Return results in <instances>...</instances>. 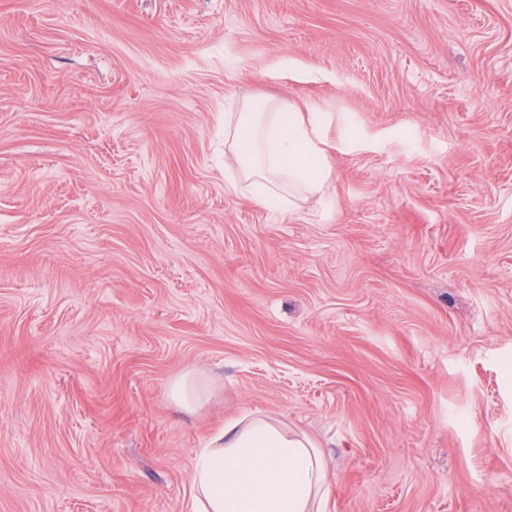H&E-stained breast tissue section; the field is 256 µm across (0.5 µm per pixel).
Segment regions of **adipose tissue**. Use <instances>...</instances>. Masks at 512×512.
Listing matches in <instances>:
<instances>
[{
	"instance_id": "ef3b65f1",
	"label": "adipose tissue",
	"mask_w": 512,
	"mask_h": 512,
	"mask_svg": "<svg viewBox=\"0 0 512 512\" xmlns=\"http://www.w3.org/2000/svg\"><path fill=\"white\" fill-rule=\"evenodd\" d=\"M321 113L308 104L266 98L245 103L224 125L240 181L270 209L321 194L329 177ZM326 466L318 445L275 419L244 415L225 422L194 461L190 512H323Z\"/></svg>"
}]
</instances>
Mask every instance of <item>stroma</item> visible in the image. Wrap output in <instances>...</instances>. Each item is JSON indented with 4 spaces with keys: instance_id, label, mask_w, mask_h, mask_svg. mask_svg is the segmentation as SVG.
<instances>
[{
    "instance_id": "obj_1",
    "label": "stroma",
    "mask_w": 512,
    "mask_h": 512,
    "mask_svg": "<svg viewBox=\"0 0 512 512\" xmlns=\"http://www.w3.org/2000/svg\"><path fill=\"white\" fill-rule=\"evenodd\" d=\"M266 94L327 115L289 210ZM254 413L326 512H512V0H0V512H186ZM234 121L224 124V149L234 154L241 181L234 192L247 190L269 209H282L288 189L293 198L315 197L329 180L326 143L318 137L322 113L307 104L266 98L245 103ZM170 396L186 412H194L207 398L209 378L195 371H188L170 385Z\"/></svg>"
}]
</instances>
